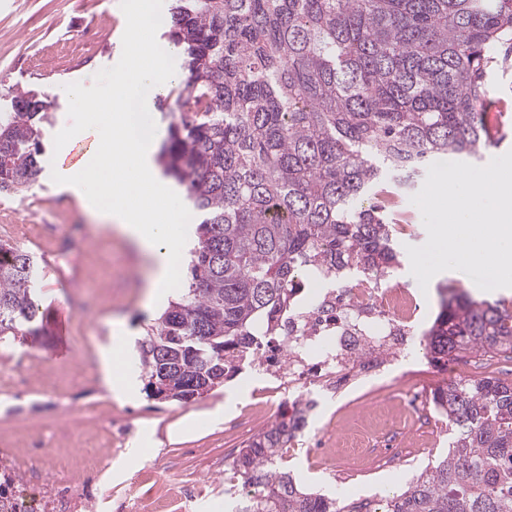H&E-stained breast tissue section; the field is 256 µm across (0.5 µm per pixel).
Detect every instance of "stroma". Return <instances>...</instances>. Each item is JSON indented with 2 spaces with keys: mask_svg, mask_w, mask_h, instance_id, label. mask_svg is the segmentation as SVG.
I'll list each match as a JSON object with an SVG mask.
<instances>
[{
  "mask_svg": "<svg viewBox=\"0 0 512 512\" xmlns=\"http://www.w3.org/2000/svg\"><path fill=\"white\" fill-rule=\"evenodd\" d=\"M135 0H0V107L16 87L39 91L49 104L43 125V171L23 193L0 192V240L34 256L54 253L57 267L38 269V338L17 339L0 347V473L14 475L11 488L20 512H55L68 502L70 512H125L153 486L196 484L203 494L192 512H224V461L266 429L250 408L263 381L247 368L207 396L189 403L149 398L144 388L119 396L101 373V356L112 346V325L122 322L131 339L145 335L158 318L144 302V264L116 233L95 228L81 203L61 190L53 176L66 128L112 122L111 112L81 110L61 95L75 83L104 101L123 64L124 21ZM403 263L392 283L419 296L422 309L408 327V347L394 370L403 382L425 391L449 381L493 377L512 383V354L467 355L449 360L446 374L435 373L425 355L423 333L438 305L445 282L475 291L463 272L437 274L421 288ZM27 366L22 386H9L16 359ZM55 378V389L44 386ZM381 402L399 407L392 386L370 389L347 405L328 401L312 414L299 451L282 466L296 482L327 494L380 497L394 488L391 474L410 478L448 449V421L428 413L411 418L414 448L390 468L376 461L369 471L323 468L306 454L314 432L331 413L348 418ZM195 431L177 435L186 420ZM96 442L105 465L100 476L82 469L87 442ZM65 459L71 475L58 472Z\"/></svg>",
  "mask_w": 512,
  "mask_h": 512,
  "instance_id": "35a3bbf8",
  "label": "stroma"
}]
</instances>
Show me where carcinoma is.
<instances>
[{"mask_svg": "<svg viewBox=\"0 0 512 512\" xmlns=\"http://www.w3.org/2000/svg\"><path fill=\"white\" fill-rule=\"evenodd\" d=\"M168 38L184 78L158 100L162 174L198 221L188 286L138 341L148 395L188 403L252 361L301 285L399 265L377 196L407 195L443 155L479 159L481 109L512 49V0H176ZM46 102L18 89L0 110V191L42 171ZM36 266L0 244V343L39 333ZM431 360L512 353V309L454 286L425 331ZM446 456L361 502L308 492L281 467L305 408L232 460L244 512H512V384L450 382L433 392ZM0 481V512H16Z\"/></svg>", "mask_w": 512, "mask_h": 512, "instance_id": "1", "label": "carcinoma"}]
</instances>
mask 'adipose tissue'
<instances>
[{
  "label": "adipose tissue",
  "instance_id": "1",
  "mask_svg": "<svg viewBox=\"0 0 512 512\" xmlns=\"http://www.w3.org/2000/svg\"><path fill=\"white\" fill-rule=\"evenodd\" d=\"M152 25V6L140 0L128 24V64L112 93L117 120L105 131L66 132V140L87 139L91 146L76 165L56 169L55 177L79 195L102 228L115 230L145 258L146 301L157 305L180 279L188 233L179 222L178 200L160 188L147 162L160 137L150 104L178 79L145 37Z\"/></svg>",
  "mask_w": 512,
  "mask_h": 512
}]
</instances>
